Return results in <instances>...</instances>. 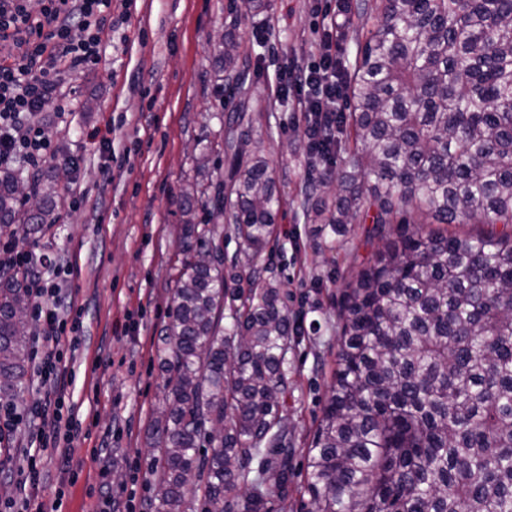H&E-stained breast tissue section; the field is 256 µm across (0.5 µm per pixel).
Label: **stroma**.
Wrapping results in <instances>:
<instances>
[{
	"mask_svg": "<svg viewBox=\"0 0 512 512\" xmlns=\"http://www.w3.org/2000/svg\"><path fill=\"white\" fill-rule=\"evenodd\" d=\"M256 16L236 12L233 0H112V40L92 71L65 72L60 90L39 116L57 154L24 169L34 186L67 166L75 196H61L60 221L39 239L62 253L50 275L76 294L83 323L73 360L74 399L83 435L71 447L77 480L62 486L56 457L45 462L40 503L64 487L63 512H96L108 498L131 500L134 512H154L145 461L152 456L153 420L164 379L159 334L168 321L170 290L181 258V189L199 180L193 161L237 105L214 77L210 47L233 34L253 60L254 124L273 154L282 208L262 260L290 297L302 338L288 353L289 445L296 470L321 417L335 367L336 319L342 284L354 280L376 244L355 225L336 252L321 251L306 224L301 198L312 181L305 158V113L297 97L274 93L282 67L308 65L320 54L314 27L326 26L337 0H265ZM129 149L121 165L92 129ZM134 331H127V324Z\"/></svg>",
	"mask_w": 512,
	"mask_h": 512,
	"instance_id": "stroma-1",
	"label": "stroma"
}]
</instances>
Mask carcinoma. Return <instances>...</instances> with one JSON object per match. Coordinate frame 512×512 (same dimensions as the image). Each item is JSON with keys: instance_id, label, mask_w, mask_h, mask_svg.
<instances>
[{"instance_id": "obj_1", "label": "carcinoma", "mask_w": 512, "mask_h": 512, "mask_svg": "<svg viewBox=\"0 0 512 512\" xmlns=\"http://www.w3.org/2000/svg\"><path fill=\"white\" fill-rule=\"evenodd\" d=\"M363 24L347 110L307 146L302 209L333 248L372 224L380 246L341 289L329 395L306 453L305 512H512V0H353ZM217 78L238 106L214 145L227 176L181 192V268L158 357L149 462L155 512H272L296 476L281 283L256 274L277 224L273 160L248 113L250 57L225 39ZM333 152L341 167L324 164ZM0 168V229L58 222L54 177L22 208ZM208 219L196 221L195 204ZM239 252L224 257V222ZM485 224L476 235L448 231ZM502 230H496L497 225ZM23 276L0 277V401L26 390Z\"/></svg>"}]
</instances>
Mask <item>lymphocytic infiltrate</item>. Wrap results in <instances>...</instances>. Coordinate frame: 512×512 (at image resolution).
I'll use <instances>...</instances> for the list:
<instances>
[{
    "instance_id": "f902f5d3",
    "label": "lymphocytic infiltrate",
    "mask_w": 512,
    "mask_h": 512,
    "mask_svg": "<svg viewBox=\"0 0 512 512\" xmlns=\"http://www.w3.org/2000/svg\"><path fill=\"white\" fill-rule=\"evenodd\" d=\"M112 0H42L32 13L28 0H0V39L16 42L20 51L0 58V166L24 159L37 167L53 159L55 150L34 118L43 112L59 87V76L75 68H93L101 61V48L109 36ZM335 27L325 28L318 62L296 77L280 75L278 96L300 95L306 112L309 139L323 140L333 125L343 81L336 71L332 49ZM47 262L20 236L9 234L0 242V274L25 271L31 296L30 314L37 328L32 366L43 397L26 413L13 408L0 412V441L12 438L20 424H28L26 450L17 469L18 500L8 512H27L31 500L44 488V456L53 454L62 466L70 464V444L80 429L63 414L70 405L74 372L67 356L79 347L65 315L74 307L69 292L46 279Z\"/></svg>"
}]
</instances>
